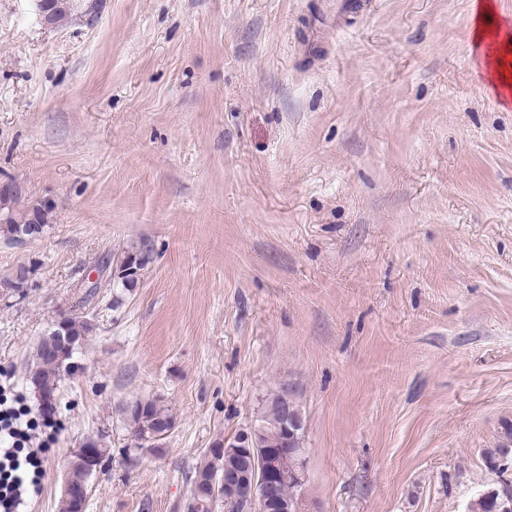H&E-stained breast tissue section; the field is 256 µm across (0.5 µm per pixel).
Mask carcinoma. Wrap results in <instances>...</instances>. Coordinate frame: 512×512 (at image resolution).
I'll use <instances>...</instances> for the list:
<instances>
[{
    "mask_svg": "<svg viewBox=\"0 0 512 512\" xmlns=\"http://www.w3.org/2000/svg\"><path fill=\"white\" fill-rule=\"evenodd\" d=\"M22 195L10 199L0 198V239L12 245L16 241L19 229L25 226L35 228L36 237L40 238L54 220L55 206L42 200L21 203ZM130 260L135 271L124 267L115 270L117 278L114 287L131 291L140 281L136 270H144L152 262V250L141 245L124 253L120 262ZM64 335L56 338L52 335L42 338L37 346L38 365L30 374L28 381L37 397L41 398L57 390V383L63 371L71 368L72 359L93 325L83 319L66 316L63 319ZM291 394L286 387L267 395L261 400L258 416L252 424L238 430L227 438L245 435L250 446L257 450L281 454L293 445L284 441L281 428V414L276 405L282 396ZM121 412L124 423L130 428L138 441V449L157 452L161 450L160 441L154 434L174 428L176 417L166 401L160 396L137 398L125 403ZM217 449L210 450L195 467L188 471L191 487L190 502L184 505L188 512H212L223 489L216 485L215 475L224 470H238L247 466V460L241 449L224 446V441L216 443ZM485 467L499 475V481L478 494L468 506V512H512V480L504 477L512 466V424L505 426L502 441L496 448H489L483 453ZM93 470L87 463L83 448L76 449L68 464L69 483L74 488L89 489Z\"/></svg>",
    "mask_w": 512,
    "mask_h": 512,
    "instance_id": "obj_1",
    "label": "carcinoma"
}]
</instances>
